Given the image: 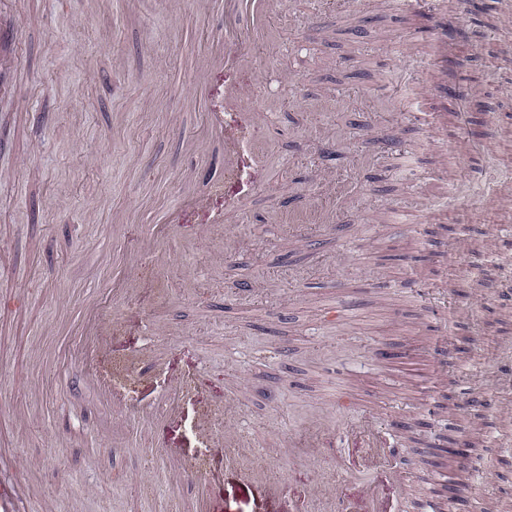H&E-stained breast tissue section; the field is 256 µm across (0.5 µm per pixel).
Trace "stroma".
Here are the masks:
<instances>
[{
    "label": "stroma",
    "instance_id": "35a3bbf8",
    "mask_svg": "<svg viewBox=\"0 0 512 512\" xmlns=\"http://www.w3.org/2000/svg\"><path fill=\"white\" fill-rule=\"evenodd\" d=\"M0 6L21 25L0 289L24 301L0 310V445L33 490L59 512H288L193 431L231 397L273 448L373 415L412 512L448 472L479 512L492 497L512 512V387L496 386L512 356V0L454 8L446 49L392 0H279L229 77L270 115L242 179L207 121L228 78L218 0ZM343 288L355 304L328 324ZM477 416L466 467L432 453ZM196 458L203 472L173 479ZM254 464L295 496L341 482L354 512L375 472L332 448Z\"/></svg>",
    "mask_w": 512,
    "mask_h": 512
}]
</instances>
